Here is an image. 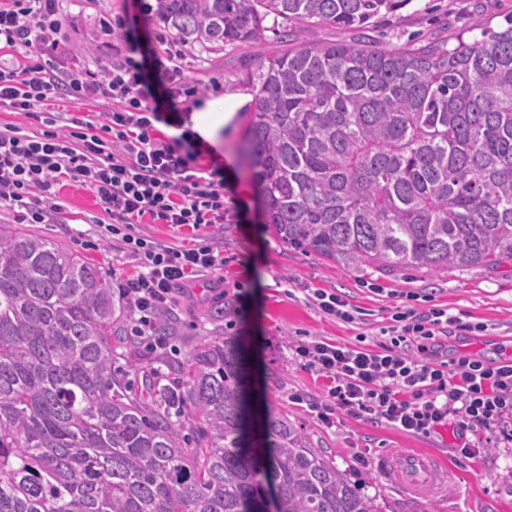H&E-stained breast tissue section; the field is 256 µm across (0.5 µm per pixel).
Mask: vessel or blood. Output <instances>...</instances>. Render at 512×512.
Segmentation results:
<instances>
[{"instance_id":"obj_1","label":"vessel or blood","mask_w":512,"mask_h":512,"mask_svg":"<svg viewBox=\"0 0 512 512\" xmlns=\"http://www.w3.org/2000/svg\"><path fill=\"white\" fill-rule=\"evenodd\" d=\"M377 468L400 491L406 493L430 492L444 481L433 457L424 454L396 455L384 452L377 459Z\"/></svg>"}]
</instances>
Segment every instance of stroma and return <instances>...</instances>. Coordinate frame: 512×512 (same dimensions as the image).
I'll return each instance as SVG.
<instances>
[{
    "label": "stroma",
    "instance_id": "1",
    "mask_svg": "<svg viewBox=\"0 0 512 512\" xmlns=\"http://www.w3.org/2000/svg\"><path fill=\"white\" fill-rule=\"evenodd\" d=\"M153 0H63L66 48L73 58L108 64L122 59L125 32L115 21L136 19L134 35L146 47L162 52L158 37L163 27L149 6ZM481 10L492 25L512 15V0H412L375 27L354 30L329 24L307 27L302 42H377L386 48L418 41H441L469 26L474 10ZM283 48L276 34L244 48H225L219 55L185 50L186 83L193 87L190 109L205 101H234L232 119L221 130L224 140V196L232 202L221 224L174 228L142 224L141 234L173 247L212 243L224 253V267L196 277L178 293L179 304L168 314V347L160 352L145 347L140 338L128 336L137 352L134 363L117 361L130 386L143 391L151 371L176 376L196 345L221 336L242 348L248 388L259 409L285 413L326 452L340 469L348 470L360 492L372 497L379 512H512V441L493 434L464 429L454 434L441 429L425 436L403 431L375 419L355 418L335 412L332 424L318 416L317 404L325 401L328 377L302 367L295 349L314 339L354 346L382 343L381 333L394 307L416 295L415 306L426 310L435 303L464 324H483L484 332L461 333L448 339L452 359L487 360L512 357V261L494 269H448L423 272L413 269L358 273L305 251L292 248L264 227L256 186L234 150L245 112L254 96L241 82L247 71L266 56ZM59 209L48 223L35 230L60 242L100 266L112 279L136 276L137 259L118 242L101 234L110 218L93 192L65 180L52 190ZM320 288L342 295L357 310L347 323L325 314L308 291ZM479 448L466 458L457 453L460 441ZM415 451L431 455L444 465L447 488L410 499L381 478L374 458L386 450Z\"/></svg>",
    "mask_w": 512,
    "mask_h": 512
}]
</instances>
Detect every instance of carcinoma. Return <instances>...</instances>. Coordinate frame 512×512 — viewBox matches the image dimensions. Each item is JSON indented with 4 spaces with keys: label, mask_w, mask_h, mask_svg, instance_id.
Masks as SVG:
<instances>
[{
    "label": "carcinoma",
    "mask_w": 512,
    "mask_h": 512,
    "mask_svg": "<svg viewBox=\"0 0 512 512\" xmlns=\"http://www.w3.org/2000/svg\"><path fill=\"white\" fill-rule=\"evenodd\" d=\"M411 0H155L182 44L220 53L279 32L242 76L237 150L285 244L343 264L427 271L512 259V17L454 43L306 44ZM106 272L0 224V512H377L284 413L253 424L236 344L197 346L133 391L136 354Z\"/></svg>",
    "instance_id": "1"
}]
</instances>
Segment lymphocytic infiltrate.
Here are the masks:
<instances>
[{"mask_svg":"<svg viewBox=\"0 0 512 512\" xmlns=\"http://www.w3.org/2000/svg\"><path fill=\"white\" fill-rule=\"evenodd\" d=\"M67 34L58 0H0V108L35 115L53 99L111 101L103 124L71 117L62 132L20 134L0 126V205L21 209L30 224L45 223L44 202L60 181L89 188L112 222L105 230L140 261L142 270L121 283L133 311V330L150 349H164L154 321L172 308L175 291L189 277L220 269L217 246L174 248L135 231L150 219L175 227L220 224L224 161L186 128L179 99L184 88L181 51L139 60L128 42L121 61L96 68L62 57ZM461 325L447 309L421 312L395 307L379 348L313 341L297 347L304 368L335 381L320 414L330 421L342 410L356 418L382 419L402 430L429 434L459 417L494 432L512 425V357L449 363L442 352Z\"/></svg>","mask_w":512,"mask_h":512,"instance_id":"f902f5d3","label":"lymphocytic infiltrate"}]
</instances>
